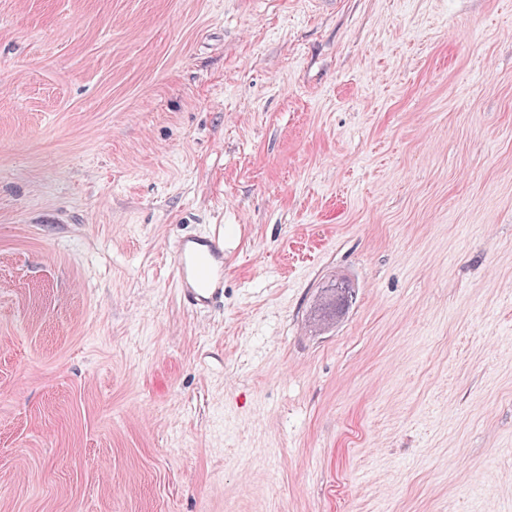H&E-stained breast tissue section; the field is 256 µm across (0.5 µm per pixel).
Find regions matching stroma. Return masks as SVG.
<instances>
[{
	"label": "stroma",
	"instance_id": "stroma-1",
	"mask_svg": "<svg viewBox=\"0 0 512 512\" xmlns=\"http://www.w3.org/2000/svg\"><path fill=\"white\" fill-rule=\"evenodd\" d=\"M0 512H512V0H0ZM170 260L182 300L202 310L224 299V237L188 235L171 247ZM351 299V290L343 283H331L323 286L314 306L313 320L317 324H325L340 317L349 306Z\"/></svg>",
	"mask_w": 512,
	"mask_h": 512
}]
</instances>
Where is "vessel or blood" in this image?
Returning a JSON list of instances; mask_svg holds the SVG:
<instances>
[{"label":"vessel or blood","instance_id":"1","mask_svg":"<svg viewBox=\"0 0 512 512\" xmlns=\"http://www.w3.org/2000/svg\"><path fill=\"white\" fill-rule=\"evenodd\" d=\"M170 260L182 300L202 310L224 297V237L188 235L178 238Z\"/></svg>","mask_w":512,"mask_h":512}]
</instances>
